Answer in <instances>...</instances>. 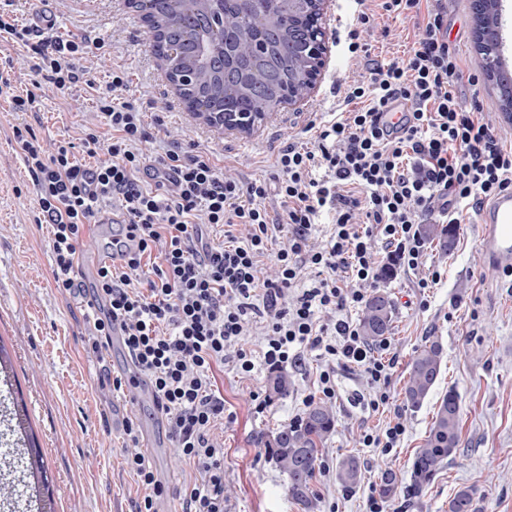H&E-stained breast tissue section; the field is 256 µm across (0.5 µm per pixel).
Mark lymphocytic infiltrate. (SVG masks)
<instances>
[{
    "label": "lymphocytic infiltrate",
    "instance_id": "obj_1",
    "mask_svg": "<svg viewBox=\"0 0 512 512\" xmlns=\"http://www.w3.org/2000/svg\"><path fill=\"white\" fill-rule=\"evenodd\" d=\"M385 11L425 14L426 21L403 57L372 63L364 80L336 90L353 105L347 117L319 127L315 148L289 143L277 156L276 184L224 178L210 158L170 149L146 162L138 149L147 133L130 102L101 96L97 108L110 139L85 137L87 161L69 147L46 154L22 130L23 151L36 195V223L51 227L54 282L61 293L75 286L80 242L87 226L105 216L120 220L118 262L98 268L94 288L105 299L103 316L88 318L89 336L120 331L138 372L151 386L185 459L203 472L182 500L180 512H224V448L214 437L224 397L214 370L224 350L242 336L249 314L268 318L263 361L268 368L297 363L310 348L350 365L386 404L391 361L379 358L348 321L320 323L319 315L362 304L368 286L389 268L415 269L424 256L422 217L437 212L459 223L463 210L478 212L496 193L512 188V149L469 110L457 92L462 69L451 49L438 0H383ZM0 43L31 53V68L57 89L85 82L78 55L103 48L83 34L59 36L0 12ZM410 108L398 129L380 117L397 99ZM107 162H96L98 152ZM151 171L153 186L140 174ZM278 196L282 211L265 201ZM333 214L324 248L310 244L322 211ZM249 225L247 240L233 226ZM223 227L226 240L206 241L204 226ZM287 247L275 254L276 280L258 275L257 259L279 233ZM380 234L384 257L370 239ZM314 276L293 304L280 299L303 268Z\"/></svg>",
    "mask_w": 512,
    "mask_h": 512
}]
</instances>
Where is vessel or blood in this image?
<instances>
[{"mask_svg":"<svg viewBox=\"0 0 512 512\" xmlns=\"http://www.w3.org/2000/svg\"><path fill=\"white\" fill-rule=\"evenodd\" d=\"M479 246L489 264L512 273V189L487 201L478 214Z\"/></svg>","mask_w":512,"mask_h":512,"instance_id":"1","label":"vessel or blood"}]
</instances>
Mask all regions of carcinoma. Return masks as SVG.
Instances as JSON below:
<instances>
[{
    "label": "carcinoma",
    "mask_w": 512,
    "mask_h": 512,
    "mask_svg": "<svg viewBox=\"0 0 512 512\" xmlns=\"http://www.w3.org/2000/svg\"><path fill=\"white\" fill-rule=\"evenodd\" d=\"M256 16L267 20V28L278 29L270 43L266 66L245 80L228 81L224 79L218 55H210L199 70L198 86L184 89L185 97L197 108L220 111L224 109L225 100L232 98L240 102L244 111L261 112L266 116L276 111L288 94V88L304 86L306 72L297 55V38L288 36V0H267ZM155 28L158 42L178 47L184 61L190 63L201 55L205 34L212 32L209 27L198 24L193 5H183L181 12L172 16L167 0H157ZM393 317L394 305L389 295L373 293L360 315L359 330L365 342L376 345L385 339L392 331ZM442 361L443 346L437 339L428 341L417 352L403 388V401L408 408L422 406L440 375ZM266 385L270 397L281 398L288 394L290 381L286 373L275 370L268 375ZM335 428L336 417L332 410L324 403L314 401L308 404L300 420L277 430L273 438L266 441L275 463L288 476V497L307 510L314 507L312 482L325 443ZM459 430V397L450 389L443 396L429 435L412 462V495H421L435 474L457 453ZM337 479L345 488L356 486L361 480L359 460L354 456L342 459ZM397 490L396 474L384 473L378 485L380 497L391 499ZM448 512H479L474 490L469 487L458 490L448 503Z\"/></svg>",
    "instance_id": "1"
}]
</instances>
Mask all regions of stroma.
I'll list each match as a JSON object with an SVG mask.
<instances>
[{"label":"stroma","instance_id":"obj_1","mask_svg":"<svg viewBox=\"0 0 512 512\" xmlns=\"http://www.w3.org/2000/svg\"><path fill=\"white\" fill-rule=\"evenodd\" d=\"M5 7L23 19L53 20L59 34L104 38L106 46L82 61L94 87L65 92L39 81L25 49L0 50V68L9 67L14 93L34 87L39 95L33 112L15 111L10 97L0 96V346L9 356L6 378L0 380V512H25L31 474L19 467L16 453L24 437L40 447L55 512H135L146 491L125 464L134 451L125 435L130 424L142 435L163 486L162 496L154 500L157 512H178L198 471L182 458L154 401L136 389H113V379L135 371L125 347L95 351L88 341L86 316L103 307L94 295L92 260L111 250L119 231L108 224L90 226L77 286L60 293L54 285L49 230L35 222L32 178L14 131L33 129L46 151L67 143L82 154L85 132L111 137L96 98L114 94L142 112L148 139L140 149L147 157L177 146L210 157L228 178L271 181L278 175V151L292 140L310 142L302 131L305 117L319 123L333 119L338 104L334 82L363 75L365 68L332 46L324 74L304 100L281 106L252 133L239 134L209 126L187 110L155 55L146 23L127 0H6ZM446 8L449 41L461 58L458 89L467 104L480 105L502 144L512 145V129L500 123L497 94L479 78L468 2L447 0ZM417 26V18L379 9L361 37L371 58L385 63L407 53ZM116 68L125 72L128 83L115 91L109 76ZM453 230V251L444 252L437 240L426 239L417 269L398 270L378 284L395 305L387 405L371 406L373 391L358 371L329 365L310 351L288 367L287 396L268 398L267 367L259 364L243 375L231 362L240 348L261 354L265 321L256 317L249 322L238 348L228 349V363L215 372L224 394V426L217 431L224 444V512H302L289 499L288 478L265 440L303 414L306 399L317 393L319 373L328 368L336 371L331 403L336 428L313 484L314 512H367V501L377 496L387 470L396 473L400 488L385 501L386 512H448L449 500L464 487L475 489L481 512H512V277L488 266L475 214ZM435 273L439 281L420 289V281ZM432 337L444 347L441 374L421 409L413 411L403 403L402 388L415 352ZM451 389L461 404L460 449L421 496H411L407 487L414 454L429 434L438 401ZM261 398L266 401L262 408L257 405ZM398 422L405 432L397 447L360 445L363 432L381 434ZM350 454L361 462L362 480L345 489L336 480V465Z\"/></svg>","mask_w":512,"mask_h":512}]
</instances>
